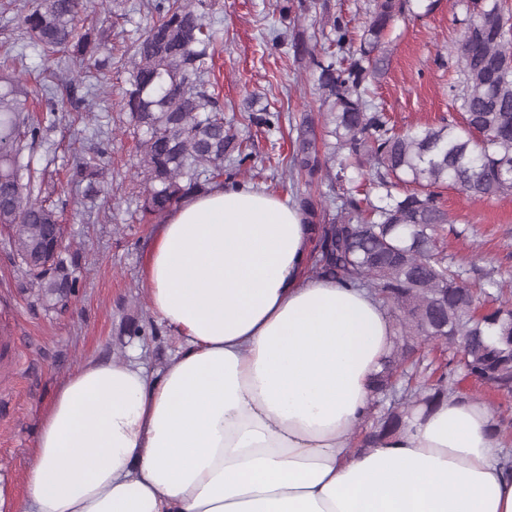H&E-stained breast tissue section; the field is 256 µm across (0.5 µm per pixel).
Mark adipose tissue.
I'll list each match as a JSON object with an SVG mask.
<instances>
[{
  "label": "adipose tissue",
  "mask_w": 512,
  "mask_h": 512,
  "mask_svg": "<svg viewBox=\"0 0 512 512\" xmlns=\"http://www.w3.org/2000/svg\"><path fill=\"white\" fill-rule=\"evenodd\" d=\"M289 198L253 184L184 197L155 225L143 286L181 339L60 382L17 512H512L488 407L448 396L359 451L393 322L309 272Z\"/></svg>",
  "instance_id": "adipose-tissue-1"
}]
</instances>
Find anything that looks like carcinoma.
<instances>
[{
    "instance_id": "obj_1",
    "label": "carcinoma",
    "mask_w": 512,
    "mask_h": 512,
    "mask_svg": "<svg viewBox=\"0 0 512 512\" xmlns=\"http://www.w3.org/2000/svg\"><path fill=\"white\" fill-rule=\"evenodd\" d=\"M313 4L317 34H274L306 61L320 96V122L302 119L289 159V173L304 180L297 204L311 225V272L367 289L395 327L393 347L373 376L374 423L357 446L362 450L406 429L414 411L435 408L466 378L512 394V299L494 279L472 287L469 270L436 248L439 232L453 223L439 188L474 201L512 196V38L501 30L500 0H458L465 17L448 58L457 64L449 93L461 121L398 131L366 98L367 85L386 73L389 28L414 13L412 0H372L357 36L330 0ZM141 7L157 19L121 63L120 94L139 135L138 170L147 184L141 221L158 224L184 196L242 174L250 154L209 91L216 40L206 0H145ZM0 9L23 13L28 44L42 56L112 68V57L101 56L112 26H85L81 0H4ZM18 58L0 56V226L12 230L30 290L64 306L77 285L75 258L63 246L57 209L35 194L29 166L20 162L21 138L36 140L40 125L30 120ZM280 119L265 107L249 115L268 131ZM353 164L382 192L378 202L347 186ZM105 175L92 157L78 158L72 173L86 197L101 191ZM434 342L438 360L416 356L418 346Z\"/></svg>"
}]
</instances>
